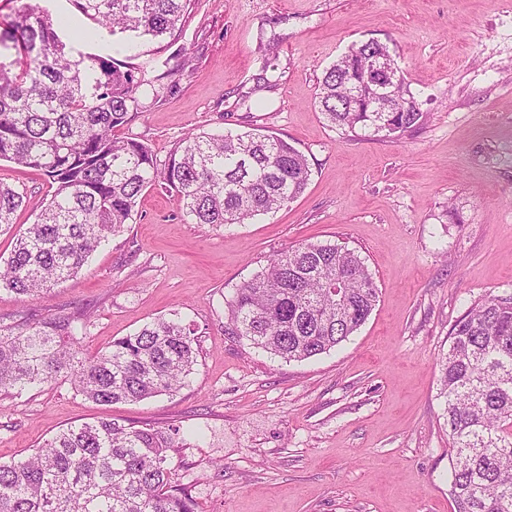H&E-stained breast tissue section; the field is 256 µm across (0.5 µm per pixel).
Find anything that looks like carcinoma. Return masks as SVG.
<instances>
[{
	"mask_svg": "<svg viewBox=\"0 0 512 512\" xmlns=\"http://www.w3.org/2000/svg\"><path fill=\"white\" fill-rule=\"evenodd\" d=\"M20 6L0 31V160L38 169L56 184L36 220L0 266V286L38 297L78 274L125 230L142 192L175 193L197 224H244L280 210L309 180L305 155L256 128L189 133L164 163L115 129L138 109L142 81L127 63L62 43L40 0ZM98 25L135 38L173 36L192 0H71ZM391 57L368 39L323 74L318 106L329 126L353 137H398L423 125L403 72L372 102L368 66ZM23 193L0 183V227ZM378 298L364 258L331 242L293 245L235 289L225 330L285 361L342 346ZM84 316L25 315L0 323V391L20 395L63 377L101 404L139 402L184 386L196 371L193 330L158 318L82 355ZM441 360L456 512H512V297L488 296L457 319ZM169 433L102 418L71 425L24 461L0 462V512H197L174 484Z\"/></svg>",
	"mask_w": 512,
	"mask_h": 512,
	"instance_id": "1",
	"label": "carcinoma"
}]
</instances>
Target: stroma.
<instances>
[{
    "mask_svg": "<svg viewBox=\"0 0 512 512\" xmlns=\"http://www.w3.org/2000/svg\"><path fill=\"white\" fill-rule=\"evenodd\" d=\"M43 6L68 18L57 33L82 53L177 82L143 91L120 136L163 161L188 132L249 125L298 148L310 177L287 207L227 227L192 223L172 193L146 189L78 275L35 300L1 287V322L83 313L93 351L176 314L199 355L174 395L136 404L98 405L61 380L0 393V460L108 415L177 428L174 480L197 512H453L440 361L468 308L512 297V0H193L176 38L160 42L98 26L71 0ZM372 38L427 114L396 139L342 135L318 108L324 70ZM269 39L273 51L260 52ZM262 72L275 88L241 100ZM0 183L24 193L0 232L3 262L53 187L5 160ZM305 241L357 250L379 297L342 348L286 362L225 333L227 302Z\"/></svg>",
    "mask_w": 512,
    "mask_h": 512,
    "instance_id": "1",
    "label": "stroma"
}]
</instances>
